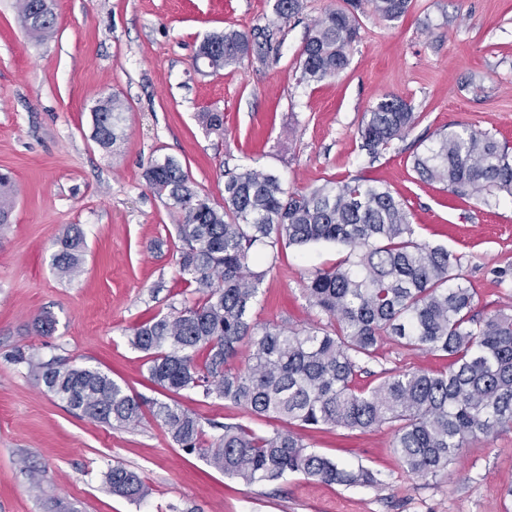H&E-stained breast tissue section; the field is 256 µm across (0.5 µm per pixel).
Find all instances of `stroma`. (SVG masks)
I'll return each instance as SVG.
<instances>
[{
  "label": "stroma",
  "mask_w": 512,
  "mask_h": 512,
  "mask_svg": "<svg viewBox=\"0 0 512 512\" xmlns=\"http://www.w3.org/2000/svg\"><path fill=\"white\" fill-rule=\"evenodd\" d=\"M343 0H303L283 31L277 60L252 59L196 73L200 43L228 28L265 25L273 0H55L56 29L43 39L22 27L16 0H0V171L16 188L0 234V512H512V430L467 448L447 476L421 479L396 460L393 431L299 429L309 448L383 475L381 488L340 487L299 475L248 485L179 448L151 415L116 430L67 408L41 379V365L99 369L129 393L159 398L132 328L181 306L178 220L148 187L149 158L177 160L214 200L225 165L277 172L306 191L361 176L405 201L417 237L457 256L477 292L475 310L512 312V198L486 205L421 181L413 156L448 127H473L512 143V0H412L388 21L364 0L346 70L317 85L295 72L306 31ZM387 93L411 103L406 137L377 160L357 129ZM127 108L124 136L106 150L92 139L93 111L107 95ZM220 112L224 131L200 115ZM85 238L80 274L60 277L55 242L69 225ZM330 243L280 250L250 317L302 327L317 319L306 277L340 261ZM47 316L51 335L34 321ZM35 355L32 364L13 360ZM440 355L384 339L359 383L385 370L445 369ZM121 464L150 488L140 502L112 494ZM42 474L40 491L29 472Z\"/></svg>",
  "instance_id": "1"
}]
</instances>
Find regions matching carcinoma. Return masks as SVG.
Returning <instances> with one entry per match:
<instances>
[{"instance_id":"carcinoma-1","label":"carcinoma","mask_w":512,"mask_h":512,"mask_svg":"<svg viewBox=\"0 0 512 512\" xmlns=\"http://www.w3.org/2000/svg\"><path fill=\"white\" fill-rule=\"evenodd\" d=\"M370 2L379 16L394 21L411 0ZM302 8L303 0H274L267 26L213 34L196 56L209 57L212 72L251 57L265 62ZM359 31L358 14L346 7L313 24L300 51L298 81L319 84L346 69ZM125 112L115 96L94 109L100 147L109 149L123 136ZM414 122L406 100L382 96L358 128L361 149L376 158ZM413 169L460 198L512 197V147L476 128L438 134L414 155ZM144 177L182 216L178 272L197 295L132 331L129 343L147 354L154 385L175 395L199 391L250 418L304 428L372 431L387 425L395 457L417 478L447 473L470 442L512 430V313L475 317V292L459 273V259L418 240L407 206L387 187L351 178L290 191L278 175L239 165L224 171V198L216 202L169 156L151 159ZM14 199L13 178L1 172L0 229L10 223ZM320 242L347 249L340 262L311 272L304 288L309 306L327 323L295 328L252 321L250 310L268 273L257 267V247L277 252ZM56 247L58 274L78 276L83 232L69 228ZM385 336L410 350L446 354L448 370H385L375 386L358 387L363 364L377 357ZM42 379L69 408L116 429L134 427L150 412L179 447L248 485L290 475L345 487L382 484L380 473L313 451L290 430L265 433L243 423L207 430L177 401L131 395L95 368L44 363ZM106 481L112 493L130 500L149 495L144 479L118 464Z\"/></svg>"}]
</instances>
